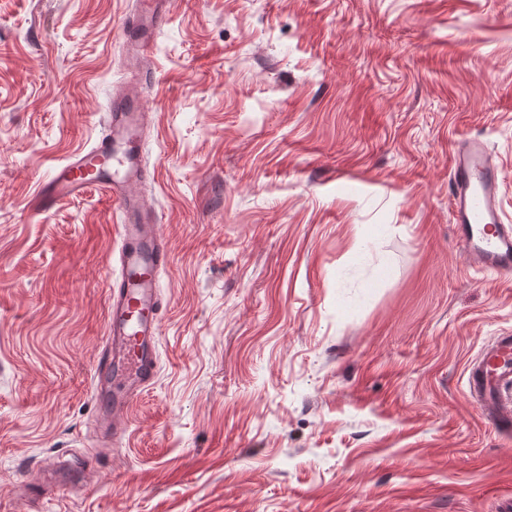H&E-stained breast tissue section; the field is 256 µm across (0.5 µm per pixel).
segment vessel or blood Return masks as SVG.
Returning a JSON list of instances; mask_svg holds the SVG:
<instances>
[{
    "label": "vessel or blood",
    "instance_id": "obj_1",
    "mask_svg": "<svg viewBox=\"0 0 512 512\" xmlns=\"http://www.w3.org/2000/svg\"><path fill=\"white\" fill-rule=\"evenodd\" d=\"M141 9L124 23L133 57L150 50L165 20V0H138ZM147 117L140 106H114L103 135L88 151L56 166L31 200L36 211L98 189L124 214L119 273L110 278L106 336L94 373V401L102 441L116 446L128 432L122 414L148 388L157 371L159 316L164 308L158 274L167 251L153 212L135 187L147 177L141 156ZM451 221L457 244L477 268L512 275V220L498 205L500 170L487 144L469 139L456 145L450 168ZM467 388L484 417L502 436H512V332H501L466 368Z\"/></svg>",
    "mask_w": 512,
    "mask_h": 512
}]
</instances>
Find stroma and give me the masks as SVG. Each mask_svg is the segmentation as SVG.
Instances as JSON below:
<instances>
[{
    "instance_id": "35a3bbf8",
    "label": "stroma",
    "mask_w": 512,
    "mask_h": 512,
    "mask_svg": "<svg viewBox=\"0 0 512 512\" xmlns=\"http://www.w3.org/2000/svg\"><path fill=\"white\" fill-rule=\"evenodd\" d=\"M135 2L0 0V512L84 464L39 512H501L512 439L465 369L512 330V277L469 267L448 176L483 139L512 218V0H169L130 67ZM121 96L168 263L113 449L92 384L121 214L29 202Z\"/></svg>"
}]
</instances>
